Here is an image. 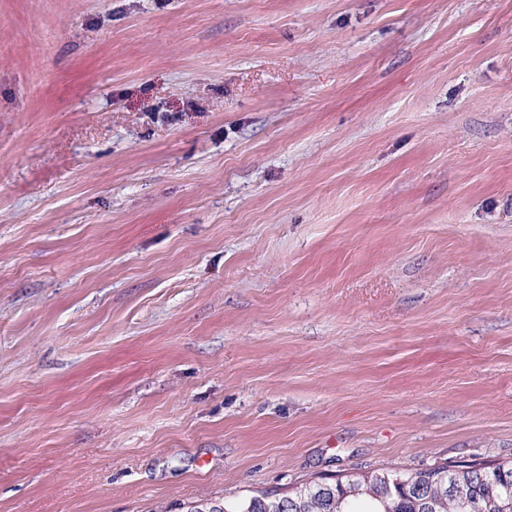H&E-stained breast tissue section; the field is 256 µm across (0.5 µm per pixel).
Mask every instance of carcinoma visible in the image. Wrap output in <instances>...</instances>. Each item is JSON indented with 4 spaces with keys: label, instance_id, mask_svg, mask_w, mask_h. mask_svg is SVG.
I'll return each instance as SVG.
<instances>
[{
    "label": "carcinoma",
    "instance_id": "cac0c4a2",
    "mask_svg": "<svg viewBox=\"0 0 512 512\" xmlns=\"http://www.w3.org/2000/svg\"><path fill=\"white\" fill-rule=\"evenodd\" d=\"M416 475L365 473L311 482L289 495L263 493L193 512H512V464L464 462Z\"/></svg>",
    "mask_w": 512,
    "mask_h": 512
}]
</instances>
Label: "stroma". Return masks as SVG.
Masks as SVG:
<instances>
[{
  "label": "stroma",
  "instance_id": "stroma-1",
  "mask_svg": "<svg viewBox=\"0 0 512 512\" xmlns=\"http://www.w3.org/2000/svg\"><path fill=\"white\" fill-rule=\"evenodd\" d=\"M512 461V0H0V512Z\"/></svg>",
  "mask_w": 512,
  "mask_h": 512
}]
</instances>
